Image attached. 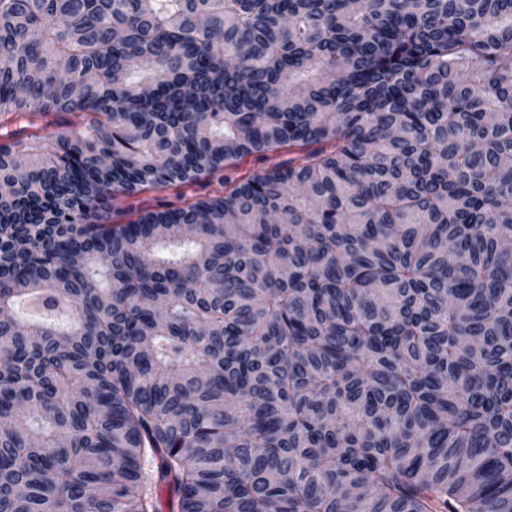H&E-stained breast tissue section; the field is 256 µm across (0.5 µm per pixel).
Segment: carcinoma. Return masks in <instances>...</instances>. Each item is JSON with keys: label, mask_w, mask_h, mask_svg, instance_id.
<instances>
[{"label": "carcinoma", "mask_w": 512, "mask_h": 512, "mask_svg": "<svg viewBox=\"0 0 512 512\" xmlns=\"http://www.w3.org/2000/svg\"><path fill=\"white\" fill-rule=\"evenodd\" d=\"M1 308L0 512H512V0H0ZM279 155L277 158H268L259 154L246 156L239 164L224 168L222 185L215 180L208 186L145 189L131 202L134 206L133 209H128L129 203H119L118 209L112 214V224H127L135 220L137 213L142 209H159L164 206L180 204L216 190H221L225 194L247 175L263 171L279 161L288 160V149L282 150Z\"/></svg>", "instance_id": "cac0c4a2"}]
</instances>
